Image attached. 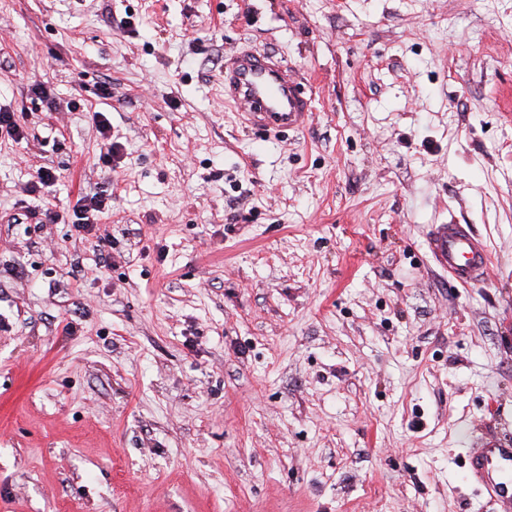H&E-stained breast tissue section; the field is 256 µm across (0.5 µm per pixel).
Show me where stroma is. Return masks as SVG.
I'll return each mask as SVG.
<instances>
[{"label": "stroma", "mask_w": 512, "mask_h": 512, "mask_svg": "<svg viewBox=\"0 0 512 512\" xmlns=\"http://www.w3.org/2000/svg\"><path fill=\"white\" fill-rule=\"evenodd\" d=\"M241 50L305 129L225 105ZM0 108V512H495L466 471L512 439V0H0ZM95 192L97 236L30 216ZM224 102L241 108L252 129L275 134L303 129L312 112L287 65L251 52L224 71ZM427 248L453 284H479L492 264L486 242L469 224H435Z\"/></svg>", "instance_id": "35a3bbf8"}]
</instances>
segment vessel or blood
<instances>
[{
	"label": "vessel or blood",
	"instance_id": "b4317fda",
	"mask_svg": "<svg viewBox=\"0 0 512 512\" xmlns=\"http://www.w3.org/2000/svg\"><path fill=\"white\" fill-rule=\"evenodd\" d=\"M224 100L242 109L252 129L268 133L303 129L311 104L286 65L241 53L224 72ZM435 265L451 283L479 284L492 264L488 247L467 224H437L427 240ZM469 475L499 507L512 512V442L480 439L469 451Z\"/></svg>",
	"mask_w": 512,
	"mask_h": 512
}]
</instances>
